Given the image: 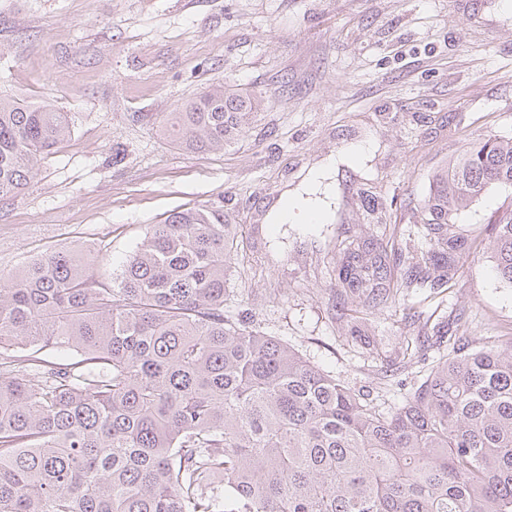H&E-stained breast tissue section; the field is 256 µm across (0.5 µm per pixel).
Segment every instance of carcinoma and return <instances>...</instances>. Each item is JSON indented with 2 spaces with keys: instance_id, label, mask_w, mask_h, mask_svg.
<instances>
[{
  "instance_id": "obj_1",
  "label": "carcinoma",
  "mask_w": 512,
  "mask_h": 512,
  "mask_svg": "<svg viewBox=\"0 0 512 512\" xmlns=\"http://www.w3.org/2000/svg\"><path fill=\"white\" fill-rule=\"evenodd\" d=\"M261 103L211 85L159 132L222 151ZM71 131L53 104L0 94V197ZM492 186L512 188V141L448 166L424 254L350 242L337 294L378 308L448 286L469 251L456 219ZM489 249L512 285V217ZM235 250L224 207L197 205L148 225L115 281L72 251L0 274V351L34 348L0 355V512H512V337L476 348L437 327L436 364L384 410L252 313L224 315Z\"/></svg>"
}]
</instances>
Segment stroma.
Wrapping results in <instances>:
<instances>
[{
  "instance_id": "35a3bbf8",
  "label": "stroma",
  "mask_w": 512,
  "mask_h": 512,
  "mask_svg": "<svg viewBox=\"0 0 512 512\" xmlns=\"http://www.w3.org/2000/svg\"><path fill=\"white\" fill-rule=\"evenodd\" d=\"M263 103L223 150L185 152L158 127L203 87ZM0 92L70 114L71 136L0 198V273L79 252L109 279L171 211L220 205L238 249L224 312L374 403L401 401L441 321L480 346L512 335V288L492 272L493 187L458 222L469 258L435 295L369 311L336 303L341 241L397 226L388 251H424L436 175L472 143L512 140V11L502 0H0ZM330 168L332 224H280L284 190Z\"/></svg>"
}]
</instances>
